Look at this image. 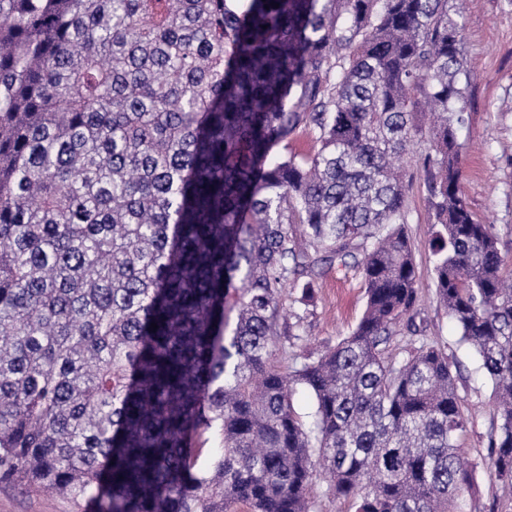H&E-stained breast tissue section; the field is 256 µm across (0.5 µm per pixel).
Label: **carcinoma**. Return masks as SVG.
<instances>
[{"label":"carcinoma","instance_id":"cac0c4a2","mask_svg":"<svg viewBox=\"0 0 512 512\" xmlns=\"http://www.w3.org/2000/svg\"><path fill=\"white\" fill-rule=\"evenodd\" d=\"M448 2L0 0V482L74 512H311L317 478L350 512H477L459 366L414 324L426 142L435 296L512 499V279L463 191ZM351 259L356 326L277 363L288 284Z\"/></svg>","mask_w":512,"mask_h":512}]
</instances>
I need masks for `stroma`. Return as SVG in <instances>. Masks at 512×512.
I'll return each mask as SVG.
<instances>
[{"label": "stroma", "mask_w": 512, "mask_h": 512, "mask_svg": "<svg viewBox=\"0 0 512 512\" xmlns=\"http://www.w3.org/2000/svg\"><path fill=\"white\" fill-rule=\"evenodd\" d=\"M466 24V65L473 75L467 90L468 123L463 145V186L475 218L492 225L500 248L512 259V0H452ZM425 144L414 145L406 170L412 182L406 199L407 231L416 246L419 288L417 326L439 338L458 363L459 393L471 411L464 445L470 454L486 453L493 430L491 384L473 352L459 344L458 332L435 297V258L428 247L431 222L424 174L418 161ZM312 293L303 282L288 286L282 298L283 324H298L301 356H318L347 336L365 308L359 268L312 276ZM0 512H72L63 497L43 492L26 495L0 483Z\"/></svg>", "instance_id": "obj_1"}]
</instances>
